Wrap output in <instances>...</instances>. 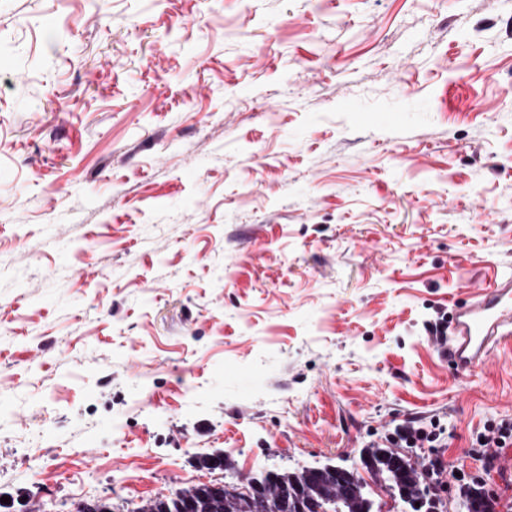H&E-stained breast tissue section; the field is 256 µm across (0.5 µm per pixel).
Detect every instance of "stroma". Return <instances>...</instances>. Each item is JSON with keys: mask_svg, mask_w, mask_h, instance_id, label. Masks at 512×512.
<instances>
[{"mask_svg": "<svg viewBox=\"0 0 512 512\" xmlns=\"http://www.w3.org/2000/svg\"><path fill=\"white\" fill-rule=\"evenodd\" d=\"M512 270V0H0V512L512 416L429 331Z\"/></svg>", "mask_w": 512, "mask_h": 512, "instance_id": "stroma-1", "label": "stroma"}]
</instances>
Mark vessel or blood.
Masks as SVG:
<instances>
[{"label":"vessel or blood","instance_id":"b4317fda","mask_svg":"<svg viewBox=\"0 0 512 512\" xmlns=\"http://www.w3.org/2000/svg\"><path fill=\"white\" fill-rule=\"evenodd\" d=\"M502 348L512 349V274L495 276L454 306L448 322L449 364L462 376L483 366Z\"/></svg>","mask_w":512,"mask_h":512}]
</instances>
